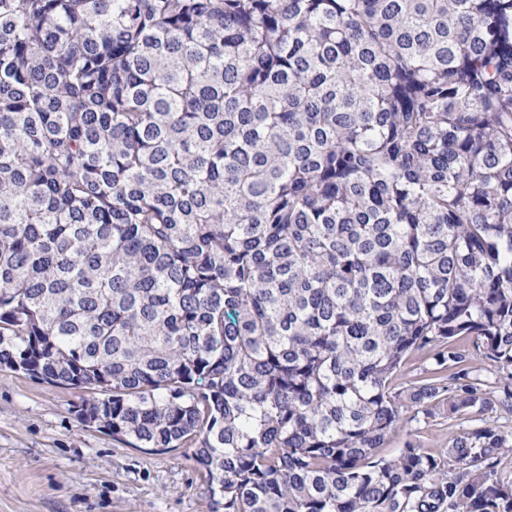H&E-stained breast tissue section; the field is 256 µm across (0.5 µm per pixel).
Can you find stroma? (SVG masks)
Returning a JSON list of instances; mask_svg holds the SVG:
<instances>
[{
	"mask_svg": "<svg viewBox=\"0 0 512 512\" xmlns=\"http://www.w3.org/2000/svg\"><path fill=\"white\" fill-rule=\"evenodd\" d=\"M80 391L0 367V512H209L189 448L148 454L84 427ZM455 422L403 418L405 439L447 444Z\"/></svg>",
	"mask_w": 512,
	"mask_h": 512,
	"instance_id": "1",
	"label": "stroma"
}]
</instances>
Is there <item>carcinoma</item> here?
<instances>
[{"mask_svg":"<svg viewBox=\"0 0 512 512\" xmlns=\"http://www.w3.org/2000/svg\"><path fill=\"white\" fill-rule=\"evenodd\" d=\"M2 366L211 512H512V0H0ZM412 414L413 412L409 411L404 415L400 425V432L389 443L387 448H383L384 455H394L409 435L413 441L423 448H440V446L448 444V441L456 434L459 428V425H456L459 421H447L438 417L423 419L421 414H419L417 419L412 420V418H409Z\"/></svg>","mask_w":512,"mask_h":512,"instance_id":"obj_1","label":"carcinoma"}]
</instances>
